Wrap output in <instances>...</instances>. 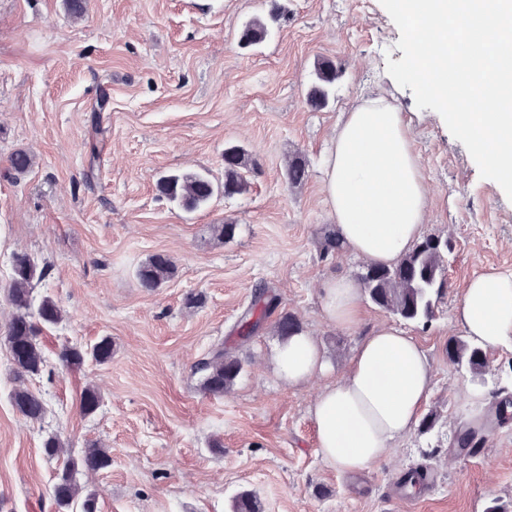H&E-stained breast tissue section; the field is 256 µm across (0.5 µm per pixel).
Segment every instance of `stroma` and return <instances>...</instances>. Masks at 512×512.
Segmentation results:
<instances>
[{
    "mask_svg": "<svg viewBox=\"0 0 512 512\" xmlns=\"http://www.w3.org/2000/svg\"><path fill=\"white\" fill-rule=\"evenodd\" d=\"M253 19L270 34L247 46L241 35ZM399 38L380 0H87L80 18L64 0H0V329L13 313L5 287L17 251L48 267L33 300L48 295L62 309L39 338L46 368L26 381L46 403L40 421L11 404L17 381L0 340V512H57L63 462L42 448L52 433L70 457L90 442L109 453V468L76 476L97 512H233L243 492L260 512H486L494 502L512 512V417L488 420L479 456L458 454L452 443L470 423L463 391L473 377L448 359L469 279L512 273V200L481 178L440 114L417 108L387 73V60L403 57ZM322 59L338 77L315 111L307 93ZM378 96L410 121L432 202L423 233L448 242V286L428 323L368 301L361 325L347 330L325 321L323 283L357 279L366 262L323 253L321 231L335 223L323 160L343 115ZM233 145L258 163L245 193L193 212L159 195V179L176 171L223 182ZM17 150L32 160L22 174L9 169ZM297 156L309 176L295 186L287 166ZM227 222L234 238L215 237L212 225ZM159 252L176 273L148 292L136 270ZM262 285L278 294L277 310L249 342H236L235 325ZM191 295L201 304L187 305ZM284 312L317 337L334 377L372 328L412 336L433 367L423 407L433 427L412 428L359 474L334 469L310 415L327 377L291 387L273 370ZM104 336L111 360L61 365L62 348ZM221 341L244 369L214 397L193 369ZM88 388L100 402L85 414ZM425 469L432 489L412 483L392 497L393 476Z\"/></svg>",
    "mask_w": 512,
    "mask_h": 512,
    "instance_id": "1",
    "label": "stroma"
}]
</instances>
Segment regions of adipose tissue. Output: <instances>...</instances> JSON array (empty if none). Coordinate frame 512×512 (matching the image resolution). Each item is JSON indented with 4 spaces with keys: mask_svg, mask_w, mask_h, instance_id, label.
Returning a JSON list of instances; mask_svg holds the SVG:
<instances>
[{
    "mask_svg": "<svg viewBox=\"0 0 512 512\" xmlns=\"http://www.w3.org/2000/svg\"><path fill=\"white\" fill-rule=\"evenodd\" d=\"M323 186L336 228L358 256L388 265L421 237L427 191L408 124L384 98L362 103L337 125ZM321 304L326 319L337 326L352 328L361 320V293L348 278L329 280ZM455 322L477 346L511 343L512 275L472 278ZM272 363L291 386L327 373L321 345L304 332L279 341ZM431 381L430 362L412 337L392 327L374 329L344 374L328 381L311 406L323 458L343 473L382 460L417 422Z\"/></svg>",
    "mask_w": 512,
    "mask_h": 512,
    "instance_id": "adipose-tissue-1",
    "label": "adipose tissue"
}]
</instances>
